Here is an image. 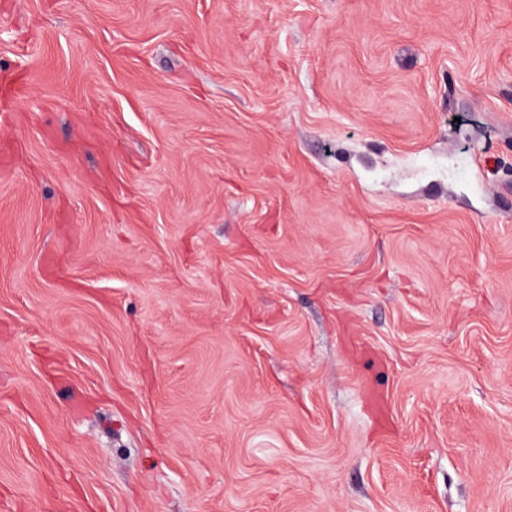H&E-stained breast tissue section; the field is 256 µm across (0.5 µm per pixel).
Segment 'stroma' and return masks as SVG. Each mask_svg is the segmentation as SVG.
I'll use <instances>...</instances> for the list:
<instances>
[{"label": "stroma", "instance_id": "1", "mask_svg": "<svg viewBox=\"0 0 512 512\" xmlns=\"http://www.w3.org/2000/svg\"><path fill=\"white\" fill-rule=\"evenodd\" d=\"M0 512H512V0H0Z\"/></svg>", "mask_w": 512, "mask_h": 512}]
</instances>
